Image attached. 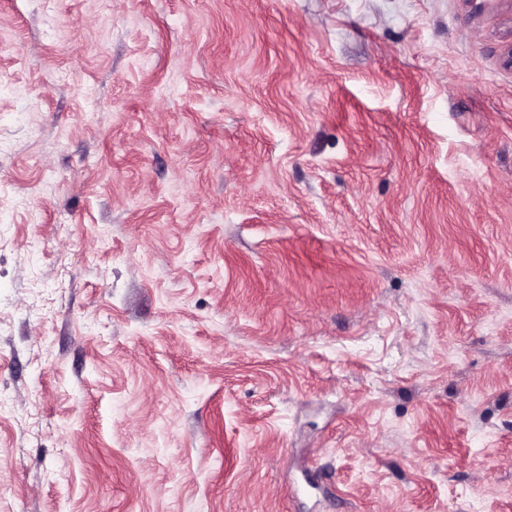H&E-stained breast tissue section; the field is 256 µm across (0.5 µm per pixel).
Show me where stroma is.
<instances>
[{"instance_id":"obj_1","label":"stroma","mask_w":512,"mask_h":512,"mask_svg":"<svg viewBox=\"0 0 512 512\" xmlns=\"http://www.w3.org/2000/svg\"><path fill=\"white\" fill-rule=\"evenodd\" d=\"M512 0H0V512H512Z\"/></svg>"}]
</instances>
